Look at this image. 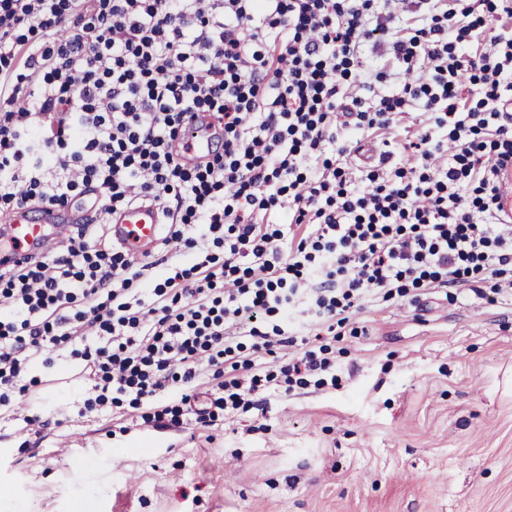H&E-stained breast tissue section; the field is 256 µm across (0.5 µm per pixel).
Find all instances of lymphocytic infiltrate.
<instances>
[{
    "label": "lymphocytic infiltrate",
    "instance_id": "obj_1",
    "mask_svg": "<svg viewBox=\"0 0 512 512\" xmlns=\"http://www.w3.org/2000/svg\"><path fill=\"white\" fill-rule=\"evenodd\" d=\"M375 2L0 0V213L94 191L104 215L153 201L169 220L163 245L195 256L134 287L136 260L98 219L65 249L0 268V405L38 353L78 338L96 404L129 402L148 423L179 424L207 363L222 395L197 415L212 425L273 380L241 359L242 337L271 352L298 306L333 329L369 298L512 272L496 189L512 166V31L470 52L512 0H487L484 18L470 0H425L431 22L409 37ZM387 38L423 67L400 94L376 92L381 72L353 77L361 48ZM416 103L431 125L413 159L353 187L326 150L347 153L346 131ZM198 118L217 144L189 162L173 144ZM283 206L290 223L271 222ZM228 368L250 370L249 384ZM335 370L324 345L280 368L289 385Z\"/></svg>",
    "mask_w": 512,
    "mask_h": 512
}]
</instances>
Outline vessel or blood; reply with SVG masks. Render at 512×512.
Returning <instances> with one entry per match:
<instances>
[{
	"label": "vessel or blood",
	"instance_id": "vessel-or-blood-1",
	"mask_svg": "<svg viewBox=\"0 0 512 512\" xmlns=\"http://www.w3.org/2000/svg\"><path fill=\"white\" fill-rule=\"evenodd\" d=\"M211 140L201 137L195 140L178 141L176 150L185 159L196 161L205 158ZM82 205L62 210L46 208L41 223L32 222L27 212H19L10 220V233L0 240V261L16 260L34 250H43L53 245L56 236L63 234L71 224L77 223ZM163 222L162 214L153 203L142 202L113 214L112 239L130 254L141 256L154 246Z\"/></svg>",
	"mask_w": 512,
	"mask_h": 512
}]
</instances>
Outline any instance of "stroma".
I'll list each match as a JSON object with an SVG mask.
<instances>
[{"label":"stroma","mask_w":512,"mask_h":512,"mask_svg":"<svg viewBox=\"0 0 512 512\" xmlns=\"http://www.w3.org/2000/svg\"><path fill=\"white\" fill-rule=\"evenodd\" d=\"M428 128L422 108L355 132L356 184ZM335 385L273 387L204 427L94 397L73 344L0 406V504L23 512H512V291L454 287L356 310ZM52 409H45L47 398ZM40 415L41 424L24 418Z\"/></svg>","instance_id":"1"}]
</instances>
